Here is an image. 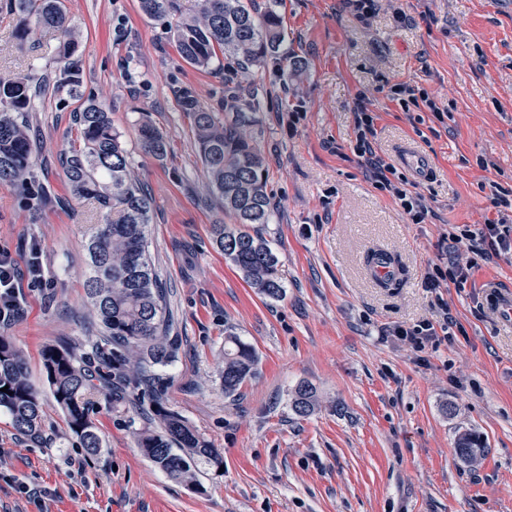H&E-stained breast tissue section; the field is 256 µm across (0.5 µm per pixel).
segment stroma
<instances>
[{
	"label": "stroma",
	"mask_w": 512,
	"mask_h": 512,
	"mask_svg": "<svg viewBox=\"0 0 512 512\" xmlns=\"http://www.w3.org/2000/svg\"><path fill=\"white\" fill-rule=\"evenodd\" d=\"M258 3L280 15L284 51L306 64L297 76L270 60L243 85L255 106L247 133L267 170L271 218L260 234L283 274L278 300L214 247L211 225L232 218L207 186L176 104L189 88L218 106L239 75L236 60L189 66L170 20L146 18L139 0H64L82 33V94L28 115L45 197L0 184V248L21 264L39 242L47 278L43 288L20 279L22 310L0 323L44 413L33 439L0 411V512H512V321L494 299L512 296V254L480 262L464 290L425 286L447 255L448 230L495 219L494 188L512 192V0H378L366 20L348 0ZM15 24L0 14V70L58 72L59 34L21 46ZM399 84L426 91L437 112L403 109ZM361 95L378 116L379 154L394 161L409 142L431 163L429 178L408 177L429 210L423 223L376 188L353 151ZM87 98L109 108L154 201L147 237L181 338L160 369L166 402L224 458L223 469L207 467L199 492L142 456L136 434L146 422L129 402L95 404L102 449L86 457L45 380V346L82 354L102 331L85 288L100 216L73 196L59 163L80 143L73 116ZM145 118L167 136L165 160L141 149ZM372 249L396 256L398 285L366 277ZM443 301L462 327L451 342L420 356L391 336L435 318ZM230 334L259 355L256 376L233 398L221 385ZM303 382L317 391L306 417L291 409ZM468 434L483 450L464 459L456 442ZM22 483L47 489L44 502L20 493Z\"/></svg>",
	"instance_id": "35a3bbf8"
}]
</instances>
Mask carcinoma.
I'll return each mask as SVG.
<instances>
[{
	"label": "carcinoma",
	"mask_w": 512,
	"mask_h": 512,
	"mask_svg": "<svg viewBox=\"0 0 512 512\" xmlns=\"http://www.w3.org/2000/svg\"><path fill=\"white\" fill-rule=\"evenodd\" d=\"M139 6L149 19H164L177 10L176 0H139ZM1 10L16 17V39L21 45L40 29L57 30L65 37V64L57 79L0 74V183L30 191L39 188V183L33 171V133L25 116L63 89L71 96L79 94L80 70L71 60L77 34L63 0H0ZM173 40L184 61L198 70L210 69L220 54L236 59L244 80L249 67L269 59L295 71L304 67L302 60H290L281 51L284 32L276 14L259 12L255 0H198L193 14L175 24ZM176 102L192 121L211 190L224 200V209L235 220L212 225L213 244L251 287L267 298H281L284 284L277 256L255 230V225L269 223L270 201L263 159L245 132L254 113L249 107L240 108L228 123L189 89L180 90ZM74 121L81 145L64 152L61 165L72 194L96 202L102 214V223L88 243L87 291L103 335L81 356L65 344L43 350L49 390L89 457L101 451V439L90 417L95 398L117 403L134 396L148 405L158 426L137 433V447L170 478L199 491L203 488L200 465L219 469L224 458L167 407L165 383L156 372V367L174 360L177 339L168 336L171 318L166 291L149 254L146 228L152 199L132 175L108 109L90 99ZM138 137L147 155L158 161L167 157V138L151 121L139 124ZM225 342L222 386L224 395L236 396L256 373L258 355L235 336L225 337ZM5 386L6 393L1 391ZM315 405L313 385L300 383L295 389L294 413L306 417ZM0 410L10 415L20 433L33 438L41 435L39 394L29 380L23 354L5 336H0Z\"/></svg>",
	"instance_id": "obj_1"
}]
</instances>
